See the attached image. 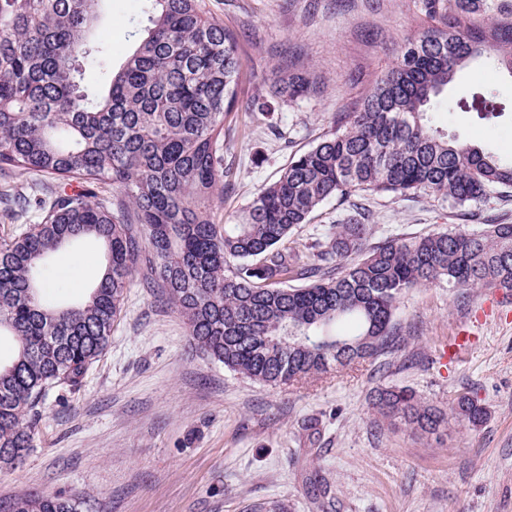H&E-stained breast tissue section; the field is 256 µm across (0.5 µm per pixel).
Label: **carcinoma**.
I'll return each mask as SVG.
<instances>
[{
    "label": "carcinoma",
    "mask_w": 512,
    "mask_h": 512,
    "mask_svg": "<svg viewBox=\"0 0 512 512\" xmlns=\"http://www.w3.org/2000/svg\"><path fill=\"white\" fill-rule=\"evenodd\" d=\"M102 0H0V170L81 179L82 192L48 203L0 193V204L43 211L42 221L0 244V337L16 355L0 362V469L14 468L32 440L45 389L75 386L109 344L136 272L141 224L151 278L188 326L193 343L254 382L290 385L373 361L395 344L404 293L433 284L512 292V224L433 232L369 243L372 225L355 208L309 247L289 235L332 198L371 191L431 192L461 211L512 190V157L448 136L436 116L472 46L497 48L512 68V20L482 25L483 0H424L427 24L352 112L333 115L310 149L292 157L235 224H218L214 191L224 184V114L240 71L236 38L207 15L204 0H144L149 25L108 87L82 84L86 69L111 67L93 37ZM315 88L283 76L286 101ZM473 99L483 118L500 114L496 94ZM112 185V203L93 186ZM94 239L105 273L87 299L49 296V261ZM304 281L290 286V281ZM379 422L438 435L450 421L480 426L487 410L467 392L445 411L406 386L379 389ZM84 499L33 494L10 512H84Z\"/></svg>",
    "instance_id": "carcinoma-1"
}]
</instances>
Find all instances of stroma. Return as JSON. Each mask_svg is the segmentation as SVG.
Here are the masks:
<instances>
[{
	"mask_svg": "<svg viewBox=\"0 0 512 512\" xmlns=\"http://www.w3.org/2000/svg\"><path fill=\"white\" fill-rule=\"evenodd\" d=\"M237 38L240 75L224 163L230 183L215 211L236 222L293 154L314 146L332 116L351 111L425 24L421 0H204ZM143 0H106L97 36L113 69L135 48ZM298 60L321 76V92L267 101L280 66ZM496 90L501 116L469 105ZM268 103L260 114L259 103ZM444 128L512 156V73L479 58L448 90ZM50 197L81 189L52 176L0 171V188ZM372 241L473 230L484 218L512 224V192L494 193L467 219L418 193L364 192ZM350 211L326 203L289 237L296 250L322 238ZM395 348L372 361L294 385L265 386L228 370L190 340L161 288L135 275L106 350L75 387L49 388L32 447L0 472V507L35 493L83 496L88 512H512V301L494 291L445 285L409 290L396 312ZM453 344L441 362L438 350ZM407 386L448 408L470 393L488 415L442 435L373 424L371 393Z\"/></svg>",
	"mask_w": 512,
	"mask_h": 512,
	"instance_id": "35a3bbf8",
	"label": "stroma"
}]
</instances>
